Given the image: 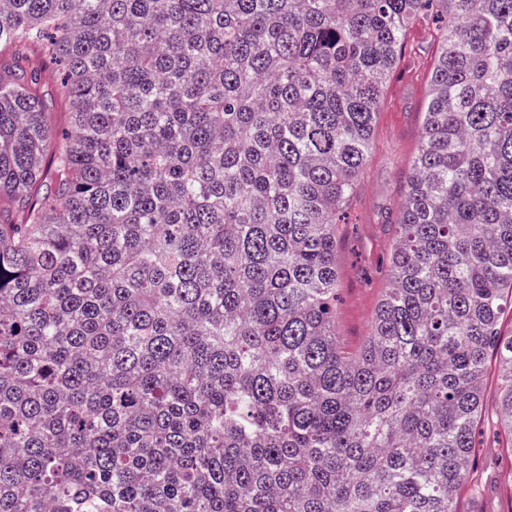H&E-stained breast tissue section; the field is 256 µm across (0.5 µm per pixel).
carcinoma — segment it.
Returning <instances> with one entry per match:
<instances>
[{"mask_svg": "<svg viewBox=\"0 0 512 512\" xmlns=\"http://www.w3.org/2000/svg\"><path fill=\"white\" fill-rule=\"evenodd\" d=\"M421 21L348 351L337 220ZM0 57V512H459L490 352L512 436V0H0ZM437 53L432 25L407 32L398 67L388 79L374 126V149L338 224L336 330L355 350L370 332L387 279L384 265L396 240L410 162L421 140L431 69ZM345 223V224H344ZM41 95L49 106V115L52 122L60 130L69 128L68 113L65 112V97L59 82L47 80L41 87Z\"/></svg>", "mask_w": 512, "mask_h": 512, "instance_id": "carcinoma-1", "label": "carcinoma"}]
</instances>
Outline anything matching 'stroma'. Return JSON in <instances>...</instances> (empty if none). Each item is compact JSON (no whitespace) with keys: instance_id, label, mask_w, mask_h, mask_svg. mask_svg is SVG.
I'll return each instance as SVG.
<instances>
[{"instance_id":"obj_1","label":"stroma","mask_w":512,"mask_h":512,"mask_svg":"<svg viewBox=\"0 0 512 512\" xmlns=\"http://www.w3.org/2000/svg\"><path fill=\"white\" fill-rule=\"evenodd\" d=\"M436 53L432 27L414 24L407 32L400 63L383 90L374 149L338 226L336 330L350 350L359 348L368 336L387 286L384 265L395 244V221L421 140ZM500 392L499 366L491 358L485 367L471 469V478L482 483L483 493L474 501L467 491H460V512H512V438L500 424Z\"/></svg>"}]
</instances>
